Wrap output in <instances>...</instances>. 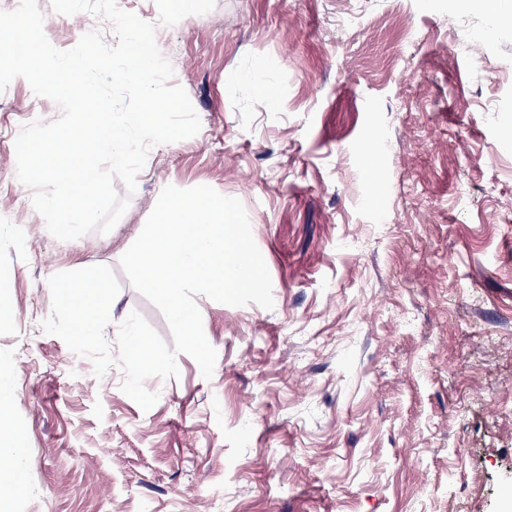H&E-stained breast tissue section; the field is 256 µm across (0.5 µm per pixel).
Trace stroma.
<instances>
[{
    "label": "stroma",
    "mask_w": 512,
    "mask_h": 512,
    "mask_svg": "<svg viewBox=\"0 0 512 512\" xmlns=\"http://www.w3.org/2000/svg\"><path fill=\"white\" fill-rule=\"evenodd\" d=\"M60 50L109 23L37 0ZM200 120L151 149L116 226L60 241L16 176L24 78L0 93V394L13 512H512V25L481 0H117ZM266 94H259L258 86ZM245 206L274 306L197 297L217 351L149 378L42 331L48 279L94 265L171 340L120 258L166 186ZM20 433L10 417L9 405L6 401L0 400V511L9 512V504L17 482L14 480L13 452L19 447ZM11 492L6 493L7 490Z\"/></svg>",
    "instance_id": "stroma-1"
}]
</instances>
